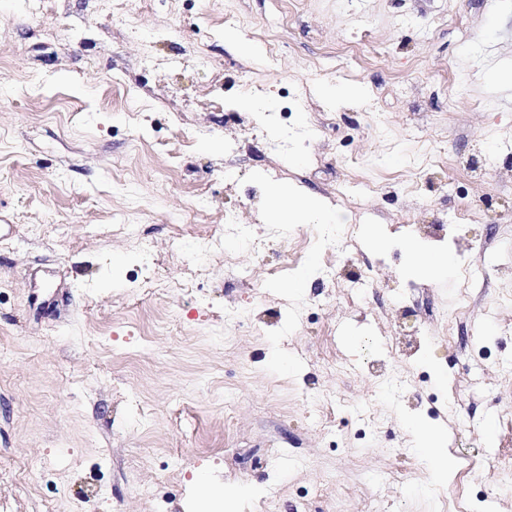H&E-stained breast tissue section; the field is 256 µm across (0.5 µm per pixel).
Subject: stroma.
I'll list each match as a JSON object with an SVG mask.
<instances>
[{"label": "stroma", "instance_id": "35a3bbf8", "mask_svg": "<svg viewBox=\"0 0 512 512\" xmlns=\"http://www.w3.org/2000/svg\"><path fill=\"white\" fill-rule=\"evenodd\" d=\"M503 66L512 0H0V512H217L215 474L238 512H512ZM273 184L357 250L269 222ZM410 418L447 429V485ZM198 494L203 499H210L213 497H222L224 502L225 512H236L234 509L235 504L238 502L240 495L244 492L243 489L238 487H225L217 490L208 481H202L197 485Z\"/></svg>", "mask_w": 512, "mask_h": 512}]
</instances>
